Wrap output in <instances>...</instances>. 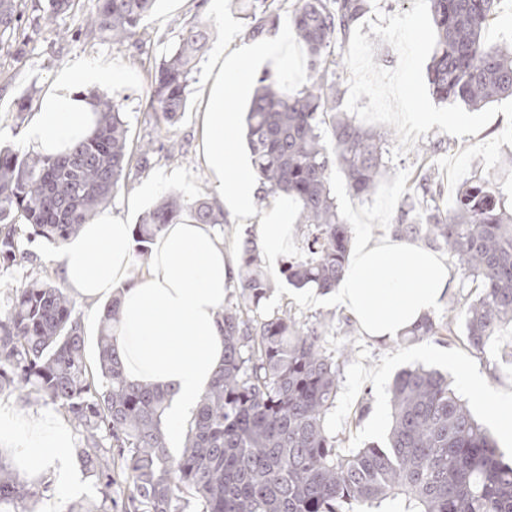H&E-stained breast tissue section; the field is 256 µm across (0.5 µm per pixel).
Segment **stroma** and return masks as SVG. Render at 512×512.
Returning <instances> with one entry per match:
<instances>
[{
  "mask_svg": "<svg viewBox=\"0 0 512 512\" xmlns=\"http://www.w3.org/2000/svg\"><path fill=\"white\" fill-rule=\"evenodd\" d=\"M196 3L197 0H158L154 11L143 21L136 40L116 47L85 31L83 21L94 4L92 0H76L70 11L31 33L20 55H1L0 148L21 156L28 153L23 136L34 109L26 105V95L41 97L60 70L87 69L96 64L109 66L118 73L119 79L104 87L103 92L121 103L130 145L135 147L150 139L159 144L173 140L181 146L184 157L173 161L165 152L158 151L151 155L146 168L130 165L119 190L107 206L108 211L125 217L134 225L168 194L177 193L188 200L211 198L213 188L201 135L202 114L207 109L202 91L215 78L210 68V54L221 49L228 54L240 55L244 70L254 77L269 68L254 64L249 56L243 55L242 47L249 42L246 21L235 0H225L223 12L211 22L209 53L203 56L198 72L192 77L185 111L171 124L161 115L147 111L150 74L194 17ZM288 59L287 65H276L269 70L290 87L307 84L308 59L297 40L288 43ZM505 126V116L500 113L478 134L461 138L432 127L398 159L387 160L388 173L381 187L364 201L352 196L343 175H333L336 202L352 234H365L378 240L389 238L388 227L421 167L436 165L439 158L490 140ZM432 142L439 143L440 148L435 157L429 158L422 148ZM147 181L154 182L156 189L145 196L140 189ZM58 253V248L40 238L22 243L21 251L13 261L0 264V298H5L10 288L37 278L58 280L54 262ZM263 309L267 312L287 310L305 321L320 316L326 318L328 330L323 344L335 353L340 369L338 396L326 423L341 451L362 448L385 437L391 421L393 380L401 370L415 364L447 374L458 395L475 406L476 417L490 432L498 430L494 412L476 407L477 398L490 395L512 401V325L492 337L481 353L469 347L464 324L459 319L453 324L452 335L442 339L410 342L402 337L391 343L381 342L362 333L355 319L338 305L328 300L310 302L305 290L289 285L282 277L278 278L273 293L264 300ZM472 373L481 377L483 387L468 386L467 379ZM75 473L83 485V492L78 496L59 483L53 469L44 470L48 490L38 498L36 512H45L50 503L55 504L57 512H67L78 499H98L95 477L80 466L76 467Z\"/></svg>",
  "mask_w": 512,
  "mask_h": 512,
  "instance_id": "1",
  "label": "stroma"
}]
</instances>
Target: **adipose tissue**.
<instances>
[{
	"label": "adipose tissue",
	"mask_w": 512,
	"mask_h": 512,
	"mask_svg": "<svg viewBox=\"0 0 512 512\" xmlns=\"http://www.w3.org/2000/svg\"><path fill=\"white\" fill-rule=\"evenodd\" d=\"M216 79L206 104L205 162L215 205L241 219L254 210L259 182L225 140L237 113L228 109L248 85L236 56L216 52ZM77 72L60 71L42 96L25 144L54 155L87 138L97 116L76 88ZM288 200H275L255 234L260 255L273 264L286 255L295 227L288 222ZM59 274L78 300L90 305L121 301L116 346L126 379L172 392L166 411L170 433L191 419L200 396L224 360L220 314L228 290L238 281L239 258L210 225L189 215L166 225L150 245L146 263L136 261L129 224L105 212L81 226L58 257ZM454 282L445 260L411 240L359 236L351 245L345 273L332 292L371 338L396 340L447 298ZM0 440L12 446L21 473L33 475L73 453L69 425L51 411L0 407Z\"/></svg>",
	"instance_id": "adipose-tissue-1"
}]
</instances>
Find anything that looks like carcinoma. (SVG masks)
Returning <instances> with one entry per match:
<instances>
[{
	"instance_id": "cac0c4a2",
	"label": "carcinoma",
	"mask_w": 512,
	"mask_h": 512,
	"mask_svg": "<svg viewBox=\"0 0 512 512\" xmlns=\"http://www.w3.org/2000/svg\"><path fill=\"white\" fill-rule=\"evenodd\" d=\"M74 0H45L44 19L68 12ZM156 0H95L91 31L122 46L133 39ZM278 0L239 5L253 38L275 30ZM500 0H428L436 44L427 69L433 96L479 110L512 97V46L487 42L484 32ZM18 0H0L3 36L18 30ZM369 0H297L288 16L305 49L310 82L291 89L266 71L247 112V137L258 180L295 204L301 253L280 273L297 288L328 291L342 278L349 227L331 193V176H345L363 200L384 172L383 136L338 109L340 90L329 76L340 61L331 44L355 28ZM199 13L150 75L147 108L169 122L184 111L189 85L209 40ZM97 125L55 156L20 157L0 149V260L16 256V218L59 247L92 220L118 191L133 155L120 105L90 99ZM334 149L327 151L324 131ZM480 179L459 190L456 206L441 208V187L421 170L391 223L395 239L419 238L452 257L462 280L478 293L464 309L467 340L481 352L512 323V210ZM200 224L220 223L214 205L177 194L164 198L134 227L136 255L184 213ZM274 286L257 244L240 255L239 300L224 306V363L201 395L184 451L169 453L164 413L171 393L132 383L122 370L114 331L120 303L104 308L97 338L98 367L87 366L85 338L63 288L34 280L12 288L0 306V392L25 390L51 401L82 429L86 470L101 499L69 512H112L105 504L129 481L122 512H179V493L192 491L199 512H512V461L476 420L448 378L420 365L404 369L391 389L392 423L385 441L351 454L336 448L326 426L339 389L336 357L321 345L327 322L301 323L288 311L258 310ZM455 315L428 316L408 331L413 340L451 332ZM43 492L0 457V512H31Z\"/></svg>"
}]
</instances>
